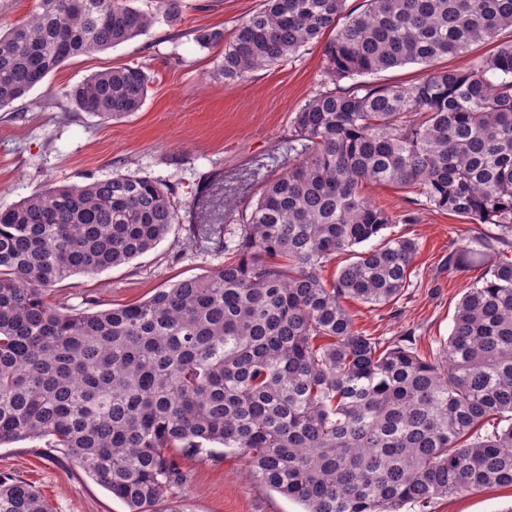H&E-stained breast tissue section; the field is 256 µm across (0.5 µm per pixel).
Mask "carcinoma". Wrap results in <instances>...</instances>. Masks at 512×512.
<instances>
[{
	"label": "carcinoma",
	"instance_id": "obj_1",
	"mask_svg": "<svg viewBox=\"0 0 512 512\" xmlns=\"http://www.w3.org/2000/svg\"><path fill=\"white\" fill-rule=\"evenodd\" d=\"M38 0L0 32V108L61 63L182 22L184 0ZM265 0L224 42L237 82L289 61L327 31L331 81L296 113L284 171L262 181L235 256L142 302L63 311L48 292L76 273L126 264L177 223L159 180L114 173L0 209V445L46 440L124 501L164 506L175 448L218 444L250 478L306 512H419L438 498L512 488V39L464 70L440 67L512 31V0ZM345 22H340V17ZM429 66L406 86L357 77ZM140 65L92 73L63 91L103 120L142 106ZM395 185L411 203L495 231L460 240L448 272L491 266L466 288L430 357L354 327L347 299L374 307L409 286L418 244L363 192ZM222 232L191 224L188 237ZM353 260L327 280L337 253ZM0 512H47L38 490L0 477Z\"/></svg>",
	"mask_w": 512,
	"mask_h": 512
}]
</instances>
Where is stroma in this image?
I'll return each instance as SVG.
<instances>
[{
  "instance_id": "obj_1",
  "label": "stroma",
  "mask_w": 512,
  "mask_h": 512,
  "mask_svg": "<svg viewBox=\"0 0 512 512\" xmlns=\"http://www.w3.org/2000/svg\"><path fill=\"white\" fill-rule=\"evenodd\" d=\"M177 25L158 23L117 47L64 62L24 98L0 109V208L61 184L84 183L115 172L150 174L170 188L179 222L153 249L129 263L78 273L50 292L51 304L95 312L143 301L156 289L208 274L226 258L206 242L189 244L186 227L198 223L200 202L218 195L224 237L236 230L259 196L262 178L277 176L279 148L296 112L327 86L324 45L301 49L290 62L255 71L235 84L218 73L223 45L199 47L190 32L205 27L231 34L262 0H185ZM142 65L150 76L135 114L104 121L77 111L63 88L109 67ZM365 193L395 216L385 236L416 239L419 253L410 285L399 299L371 307L346 300L354 326L385 341L410 337L423 355L447 340L457 303L482 269L449 275L445 260L455 241L481 232L478 224L422 209L414 224L400 223L404 190L370 185ZM182 482L167 498L186 512H305L247 476L240 458L213 452L180 453ZM0 477L35 486L48 512H128L127 505L92 480L75 462L38 439L0 445ZM431 512H512V490L491 488L434 501Z\"/></svg>"
}]
</instances>
